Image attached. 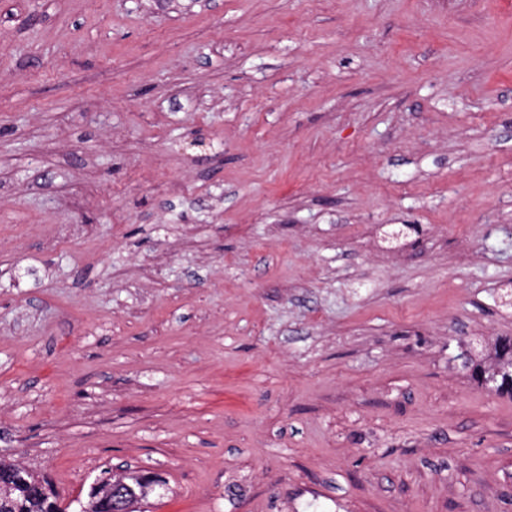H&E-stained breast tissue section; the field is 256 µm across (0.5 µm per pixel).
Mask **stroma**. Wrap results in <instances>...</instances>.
<instances>
[{
    "instance_id": "1",
    "label": "stroma",
    "mask_w": 512,
    "mask_h": 512,
    "mask_svg": "<svg viewBox=\"0 0 512 512\" xmlns=\"http://www.w3.org/2000/svg\"><path fill=\"white\" fill-rule=\"evenodd\" d=\"M184 4L0 0V456L512 512V0ZM498 342L494 345L492 352L487 354L481 353L477 357L467 354L464 358L463 368L468 372L471 380L485 386L491 374L496 371L501 372L502 374L496 377L497 384L500 386L497 392L512 396V383L510 386L507 382L502 385L503 379H506L510 374L512 377V340L503 341L511 344V357L500 351Z\"/></svg>"
}]
</instances>
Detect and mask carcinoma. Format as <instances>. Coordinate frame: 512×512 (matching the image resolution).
Instances as JSON below:
<instances>
[{"label":"carcinoma","instance_id":"obj_1","mask_svg":"<svg viewBox=\"0 0 512 512\" xmlns=\"http://www.w3.org/2000/svg\"><path fill=\"white\" fill-rule=\"evenodd\" d=\"M463 368L471 380L484 385L494 372L500 385L498 393L512 396V385L503 383V379L512 375V356L500 351L499 345L493 350L477 357L464 358ZM42 480L19 465L0 459V512H65L61 508L59 493L49 489L40 490Z\"/></svg>","mask_w":512,"mask_h":512}]
</instances>
